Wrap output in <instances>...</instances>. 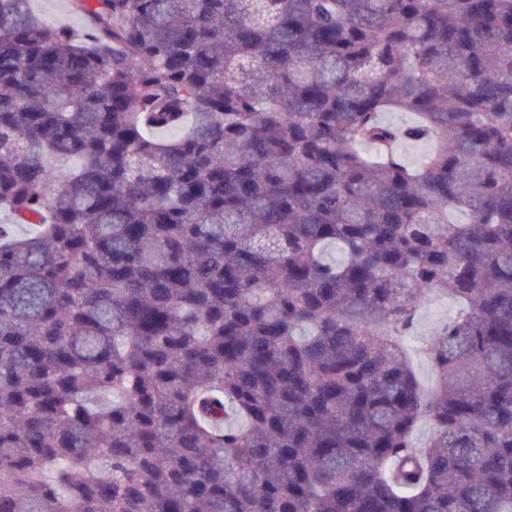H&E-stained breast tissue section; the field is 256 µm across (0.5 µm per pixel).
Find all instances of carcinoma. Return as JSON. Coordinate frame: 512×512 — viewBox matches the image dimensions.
I'll return each mask as SVG.
<instances>
[{
    "label": "carcinoma",
    "instance_id": "carcinoma-1",
    "mask_svg": "<svg viewBox=\"0 0 512 512\" xmlns=\"http://www.w3.org/2000/svg\"><path fill=\"white\" fill-rule=\"evenodd\" d=\"M72 7L0 0V512H512V0ZM32 12L47 21L82 29L83 17L72 9L71 0H31ZM455 310L452 301L445 299L430 300L420 311L415 336L409 341L412 363L417 376L425 386L433 383L431 368L423 356L422 350L434 332Z\"/></svg>",
    "mask_w": 512,
    "mask_h": 512
}]
</instances>
